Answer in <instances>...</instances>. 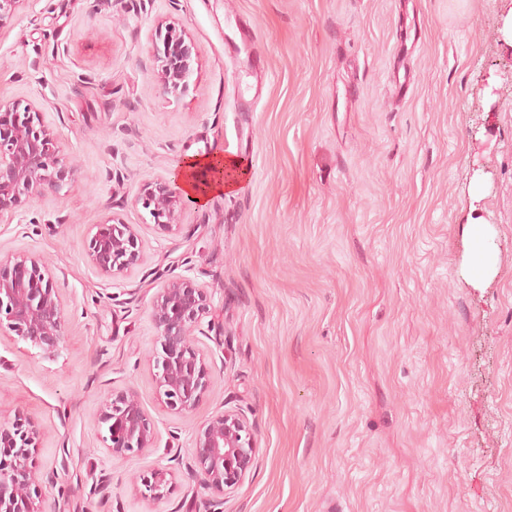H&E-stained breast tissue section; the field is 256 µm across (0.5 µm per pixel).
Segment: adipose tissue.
I'll use <instances>...</instances> for the list:
<instances>
[{"label":"adipose tissue","instance_id":"1","mask_svg":"<svg viewBox=\"0 0 512 512\" xmlns=\"http://www.w3.org/2000/svg\"><path fill=\"white\" fill-rule=\"evenodd\" d=\"M246 174V169L238 159L214 153L187 160L179 171V178L189 192L207 195L237 187Z\"/></svg>","mask_w":512,"mask_h":512}]
</instances>
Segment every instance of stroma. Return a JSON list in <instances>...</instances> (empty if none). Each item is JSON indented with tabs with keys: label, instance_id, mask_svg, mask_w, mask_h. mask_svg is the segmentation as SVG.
Returning a JSON list of instances; mask_svg holds the SVG:
<instances>
[{
	"label": "stroma",
	"instance_id": "35a3bbf8",
	"mask_svg": "<svg viewBox=\"0 0 512 512\" xmlns=\"http://www.w3.org/2000/svg\"><path fill=\"white\" fill-rule=\"evenodd\" d=\"M413 91L392 90L400 9ZM199 47L182 95L154 90L155 29ZM512 0H27L0 31V100H34L81 169L0 223V251L49 257L66 336L54 356L0 333V418L41 429L46 512H202L131 472L171 431L241 408L256 465L226 512H512ZM252 85L241 94L240 83ZM234 150L247 186L195 201L183 229L135 198L184 160ZM115 217L145 262L111 280L83 243ZM492 270L475 278L471 227ZM205 283L211 393L185 418L155 397L153 273ZM130 304L113 302L119 289ZM134 389L158 452L107 457L98 410ZM109 477L105 496H89ZM174 479L175 471L172 469L153 468L133 477V490L144 501L160 502L172 493Z\"/></svg>",
	"mask_w": 512,
	"mask_h": 512
}]
</instances>
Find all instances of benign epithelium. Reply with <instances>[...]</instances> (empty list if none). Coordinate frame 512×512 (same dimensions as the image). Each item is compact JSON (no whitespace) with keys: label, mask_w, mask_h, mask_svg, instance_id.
I'll list each match as a JSON object with an SVG mask.
<instances>
[{"label":"benign epithelium","mask_w":512,"mask_h":512,"mask_svg":"<svg viewBox=\"0 0 512 512\" xmlns=\"http://www.w3.org/2000/svg\"><path fill=\"white\" fill-rule=\"evenodd\" d=\"M25 0H0V31L23 9ZM163 52L155 58L154 78L162 94L187 87L198 61L199 49L175 20L157 28ZM76 160L64 153L54 129L33 101L0 103V222L13 217L22 204L49 194L57 196L72 181ZM189 203L187 192L159 177L145 182L135 204L147 210L160 229L177 233ZM96 272L124 276L144 262L143 242L133 224L107 219L83 244ZM150 302V318L160 349L152 354L155 395L166 411L191 415L211 388L206 355L199 347L204 336L224 344L223 331L203 323L209 312L206 285L192 278L164 272ZM55 355L65 336V315L57 277L47 261L36 254L14 251L0 258V331ZM98 428L103 448L114 459L146 456L157 448L155 424L136 391L108 395L101 404ZM41 431L17 414L0 420V512H43L48 485L36 450ZM165 454L184 470L201 496L204 512H224L225 496L251 472L255 461L252 426L241 410H223L196 430L194 450L183 460L180 450ZM175 471L153 468L133 477L135 494L160 502L173 490Z\"/></svg>","instance_id":"7a95c632"}]
</instances>
